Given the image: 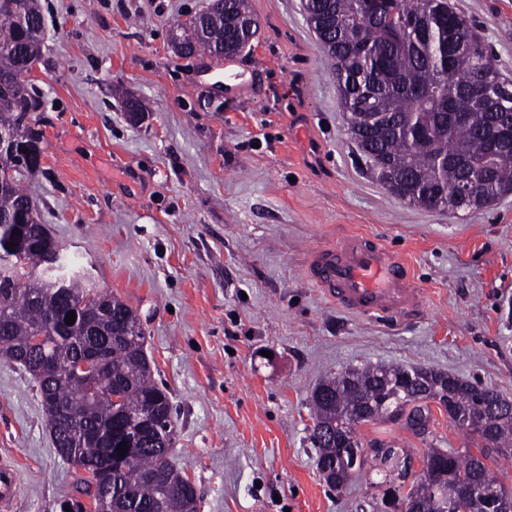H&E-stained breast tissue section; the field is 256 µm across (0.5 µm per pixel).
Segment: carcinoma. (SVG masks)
<instances>
[{
    "mask_svg": "<svg viewBox=\"0 0 512 512\" xmlns=\"http://www.w3.org/2000/svg\"><path fill=\"white\" fill-rule=\"evenodd\" d=\"M303 10L333 62L350 138L389 190L409 194L411 205L454 213L512 193V134L492 149L488 142L502 128L512 131V79L448 0H304ZM253 21L249 0H213L180 25L174 56L237 54ZM43 29L38 0H0V129L15 145L14 155H0V267L8 266L0 277V360L36 383L55 450L90 474L82 493L96 512H197L189 478L169 459L172 406L153 380L137 313L83 277L51 278L59 244L19 184L42 168L46 152L36 114L42 96L27 76L28 63L41 58ZM485 78L490 98L467 102ZM466 182L479 198L462 191ZM90 350L104 358L99 379L67 376ZM426 399L479 440L480 455L430 452L407 495L425 512H440L444 495L499 484L485 460L488 449L512 446V400L434 368L398 365L345 370L314 388L310 440L324 464L321 478L340 488L348 482L340 449L363 448L353 419L363 425L387 412L407 417L413 429L412 417L429 412ZM156 415L169 431L139 432L138 418Z\"/></svg>",
    "mask_w": 512,
    "mask_h": 512,
    "instance_id": "obj_1",
    "label": "carcinoma"
}]
</instances>
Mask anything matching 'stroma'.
<instances>
[{
	"instance_id": "1",
	"label": "stroma",
	"mask_w": 512,
	"mask_h": 512,
	"mask_svg": "<svg viewBox=\"0 0 512 512\" xmlns=\"http://www.w3.org/2000/svg\"><path fill=\"white\" fill-rule=\"evenodd\" d=\"M209 0H41L43 170L21 184L66 263L135 309L177 427L171 462L198 512H380L432 449L475 444L439 407L425 431L359 426L364 461L321 479L308 400L368 364L432 367L512 399V194L454 214L406 204L347 136L330 60L303 0H249L253 50L213 70L175 58V21ZM512 78V0H450ZM144 121L130 123L126 100ZM305 131L318 155L300 148ZM349 233L397 250L425 307L408 321L348 314L310 281L311 249ZM0 459L12 512L84 501L27 375L0 361ZM20 488V479L16 469L6 463L0 464V508L8 511L9 505Z\"/></svg>"
}]
</instances>
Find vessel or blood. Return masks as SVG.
Masks as SVG:
<instances>
[{"instance_id":"vessel-or-blood-1","label":"vessel or blood","mask_w":512,"mask_h":512,"mask_svg":"<svg viewBox=\"0 0 512 512\" xmlns=\"http://www.w3.org/2000/svg\"><path fill=\"white\" fill-rule=\"evenodd\" d=\"M308 273L327 299L358 314L404 318L424 304L421 289L412 284L408 263L363 234L313 251ZM19 488L16 469L1 463L0 512H7Z\"/></svg>"}]
</instances>
